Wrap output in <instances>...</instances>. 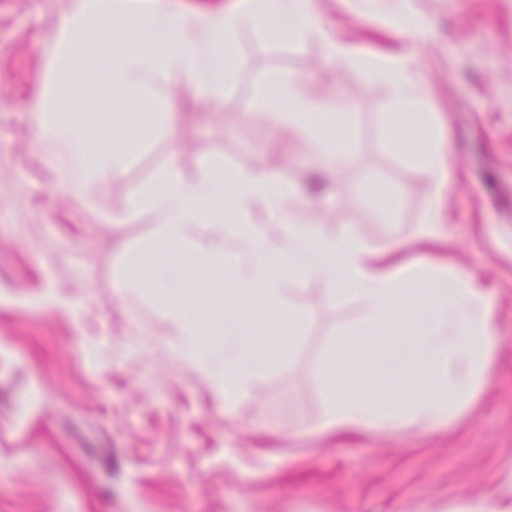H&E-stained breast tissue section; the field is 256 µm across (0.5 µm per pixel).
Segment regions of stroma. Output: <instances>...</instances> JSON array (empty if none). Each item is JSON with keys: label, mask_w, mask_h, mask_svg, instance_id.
Wrapping results in <instances>:
<instances>
[{"label": "stroma", "mask_w": 512, "mask_h": 512, "mask_svg": "<svg viewBox=\"0 0 512 512\" xmlns=\"http://www.w3.org/2000/svg\"><path fill=\"white\" fill-rule=\"evenodd\" d=\"M66 2L0 0V512H512V0H318L344 47L330 61L274 24L243 31L223 104L183 89L175 136L149 137L123 179L85 194L54 167L31 117L46 84L40 50ZM400 60L417 84L409 111L436 117L445 181L403 151L417 132L394 123L383 73ZM279 72L335 112L333 163L298 130L267 123ZM92 94L91 140L115 144L130 130L120 114L161 110L168 97ZM209 159L224 163L225 197L234 167L257 161L296 190V222L347 225L385 266L441 265L476 281L498 343L473 403L443 425L322 430L333 396L409 395L403 353L420 301L376 323L315 283L288 278L272 305L191 268L206 346L233 324L279 354L257 390L222 408L169 351L153 271L143 292L113 291V241L152 242L153 216L101 221L158 166ZM433 207V234L419 237Z\"/></svg>", "instance_id": "stroma-1"}]
</instances>
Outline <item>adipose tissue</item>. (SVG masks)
Masks as SVG:
<instances>
[{"mask_svg":"<svg viewBox=\"0 0 512 512\" xmlns=\"http://www.w3.org/2000/svg\"><path fill=\"white\" fill-rule=\"evenodd\" d=\"M129 9V0H70L68 11L53 20L54 36L43 49L48 85L35 105L38 136L57 147V167L73 169L88 184L102 186L120 178L128 155L109 144L93 145L83 134L74 110L85 77L128 91L190 86L201 91L210 105H217L232 78L225 48L241 30L269 15L297 41L321 43L327 58L343 52L319 25L316 0H243L230 13L172 10L161 0H151L139 13L152 32L144 47L128 40L119 45L113 37ZM90 34L96 35V43L87 42ZM274 83L277 97L267 103L268 122L300 129L317 142L323 157H331L335 149L313 120L322 104L305 96L291 76L277 75ZM233 179L237 189L234 252L224 250V175L222 164L215 160L193 170L172 162L160 166L149 180L131 189L124 209L113 212L111 221L122 224L131 213L150 212L161 227L159 246L175 248L199 267L219 268L239 289L263 288L274 301L282 295L280 272L291 268L322 285L331 301L342 291L338 281H345L344 291L372 320L389 313L401 285L415 279L417 270L412 266L370 265L369 248L345 228L289 223L295 191L266 169L246 162L235 168ZM152 252L149 246L135 253L120 248L112 269L118 293L140 289L138 271ZM425 276L430 283L427 318L409 351L418 366L409 381L411 401L392 406L357 398L341 400L325 427L393 433L411 415L431 425L444 424L473 400L497 344L491 305L476 284L449 281L446 268L426 270ZM165 317L172 353L200 368L221 406L233 405L255 385L252 337L228 330L223 346L206 354L199 342L200 320L190 303L167 306Z\"/></svg>","mask_w":512,"mask_h":512,"instance_id":"obj_1","label":"adipose tissue"}]
</instances>
